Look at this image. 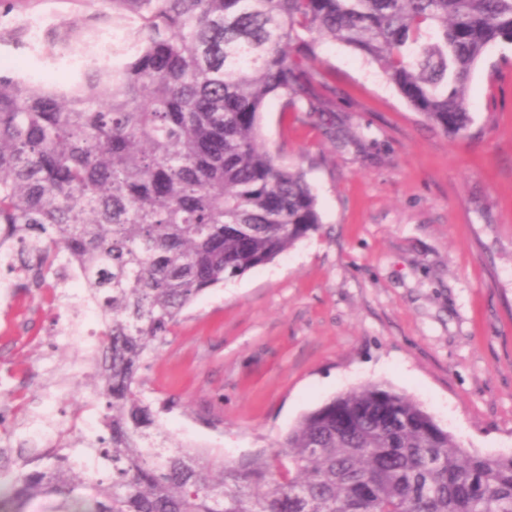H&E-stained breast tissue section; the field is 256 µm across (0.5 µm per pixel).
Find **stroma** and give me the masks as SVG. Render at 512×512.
<instances>
[{
	"mask_svg": "<svg viewBox=\"0 0 512 512\" xmlns=\"http://www.w3.org/2000/svg\"><path fill=\"white\" fill-rule=\"evenodd\" d=\"M84 0H14L0 31L27 22L24 45L0 42L21 76L74 80L49 61L36 25L83 16ZM336 90L321 120L282 115L262 135L304 173L317 231L264 266L210 288L145 358L139 390L165 433L240 460L273 451L305 414L381 384L428 410L481 454H512V45L474 70L473 121L454 138L415 112L352 48H320ZM336 130L327 138L325 126ZM26 286L0 267V448L9 487L24 458L104 435V402L87 357L100 345L82 279L51 270ZM87 424L72 429L76 417Z\"/></svg>",
	"mask_w": 512,
	"mask_h": 512,
	"instance_id": "stroma-1",
	"label": "stroma"
}]
</instances>
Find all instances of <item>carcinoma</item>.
<instances>
[{
    "instance_id": "1",
    "label": "carcinoma",
    "mask_w": 512,
    "mask_h": 512,
    "mask_svg": "<svg viewBox=\"0 0 512 512\" xmlns=\"http://www.w3.org/2000/svg\"><path fill=\"white\" fill-rule=\"evenodd\" d=\"M46 32L77 54L61 87L0 69V265L36 284L61 255L102 314L96 395L109 438L84 462L38 455L10 512L39 495L87 512H512V455L461 447L419 403L380 384L304 415L271 454L238 462L158 432L138 372L205 290L315 232L304 174L262 141L269 100L326 112L319 43L369 58L450 136L472 123L467 85L512 44V0H87ZM112 27V58L95 49Z\"/></svg>"
}]
</instances>
